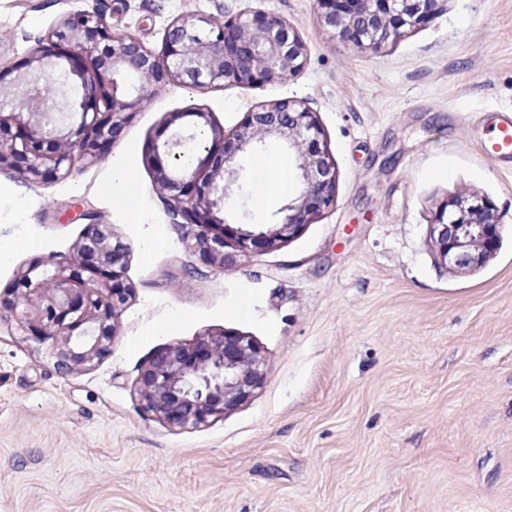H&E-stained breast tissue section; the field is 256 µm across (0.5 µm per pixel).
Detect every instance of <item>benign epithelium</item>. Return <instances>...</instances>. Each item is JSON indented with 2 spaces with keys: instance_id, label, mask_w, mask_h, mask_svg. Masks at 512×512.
Returning a JSON list of instances; mask_svg holds the SVG:
<instances>
[{
  "instance_id": "1",
  "label": "benign epithelium",
  "mask_w": 512,
  "mask_h": 512,
  "mask_svg": "<svg viewBox=\"0 0 512 512\" xmlns=\"http://www.w3.org/2000/svg\"><path fill=\"white\" fill-rule=\"evenodd\" d=\"M438 0H318L326 25L358 48L381 49L426 22ZM307 47L278 15L244 9L218 26L189 15L166 29L160 52L112 26L95 12L65 16L27 61L0 69V168L34 182L61 181L76 160L106 156L146 99L170 84L206 89L235 85L258 89L297 75ZM66 72L73 99L51 93L48 69ZM190 117L189 123L182 119ZM172 133L147 154L157 184L179 206L187 247L225 270L238 250L262 251L300 229L335 201L336 170L315 112L303 101L277 99L247 113L227 136L204 112L171 115ZM199 144L197 165L179 163L185 147ZM269 143L293 159L300 189L279 208L276 224L226 220V200L237 184L238 161ZM79 260L30 263L12 291L0 293V311L17 315L25 339L46 348L64 374L106 357L114 323L126 303L122 283L126 246L94 212L86 214ZM438 262L452 271L484 266L501 244L502 224L485 197L450 196L429 225ZM266 378L265 356L247 337L220 334L172 345L142 370L144 407L166 422L196 428L246 403Z\"/></svg>"
}]
</instances>
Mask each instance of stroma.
Instances as JSON below:
<instances>
[{"label": "stroma", "mask_w": 512, "mask_h": 512, "mask_svg": "<svg viewBox=\"0 0 512 512\" xmlns=\"http://www.w3.org/2000/svg\"><path fill=\"white\" fill-rule=\"evenodd\" d=\"M248 7L301 36L299 75L171 84L66 180L0 170V246L13 251L0 291L33 259H75L87 209L126 243L131 290L109 354L65 375L0 312V512H512V167L481 149L495 113L512 112V0H441L378 51L339 38L316 0H0V67L76 10L158 51L177 17ZM283 98L315 112L336 201L221 270L186 248L147 151L173 113L198 108L229 133ZM255 162L241 160L228 208L274 224L284 199L257 206ZM117 168L134 210L117 202ZM470 194L496 205L502 243L483 268L451 272L429 226L448 196ZM224 332L266 358L251 399L197 428L146 412L148 361Z\"/></svg>", "instance_id": "35a3bbf8"}]
</instances>
